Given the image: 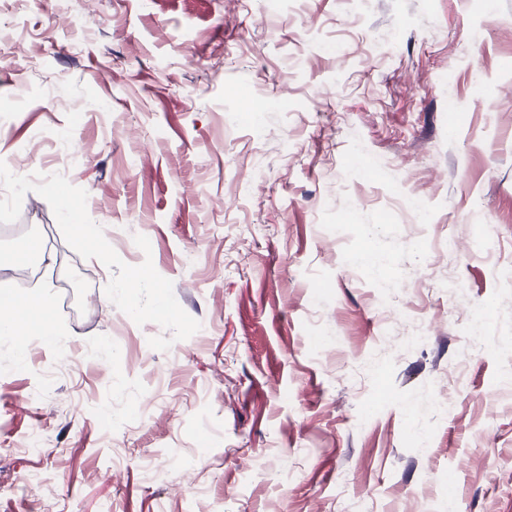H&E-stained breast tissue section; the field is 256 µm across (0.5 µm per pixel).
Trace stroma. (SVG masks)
<instances>
[{
    "instance_id": "obj_1",
    "label": "stroma",
    "mask_w": 512,
    "mask_h": 512,
    "mask_svg": "<svg viewBox=\"0 0 512 512\" xmlns=\"http://www.w3.org/2000/svg\"><path fill=\"white\" fill-rule=\"evenodd\" d=\"M508 82L512 0H0V512H512ZM47 296L25 288L0 296V334H11L19 328H35L50 341L52 330L46 319Z\"/></svg>"
}]
</instances>
